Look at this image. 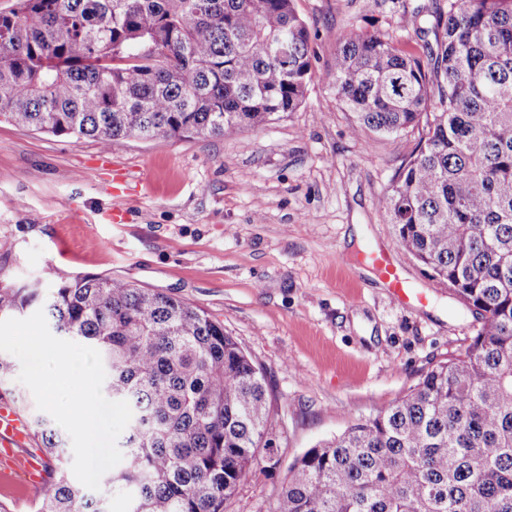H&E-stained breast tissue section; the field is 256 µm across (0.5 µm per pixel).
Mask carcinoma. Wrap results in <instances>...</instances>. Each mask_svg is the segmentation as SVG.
Returning a JSON list of instances; mask_svg holds the SVG:
<instances>
[{
  "label": "carcinoma",
  "mask_w": 512,
  "mask_h": 512,
  "mask_svg": "<svg viewBox=\"0 0 512 512\" xmlns=\"http://www.w3.org/2000/svg\"><path fill=\"white\" fill-rule=\"evenodd\" d=\"M0 12V118L92 139L233 138L294 112L312 78L294 0H20ZM437 50L355 35L334 80L353 132L423 135L379 199L403 248L482 318L465 350L377 415L293 463L273 512H512V0H448ZM43 307L97 349L132 418L127 465L86 493L69 438L29 414L46 456L35 512H224L248 472L278 463L267 381L207 313L107 276L0 287V317ZM0 352V400L22 396Z\"/></svg>",
  "instance_id": "cac0c4a2"
}]
</instances>
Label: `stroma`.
<instances>
[{"label":"stroma","mask_w":512,"mask_h":512,"mask_svg":"<svg viewBox=\"0 0 512 512\" xmlns=\"http://www.w3.org/2000/svg\"><path fill=\"white\" fill-rule=\"evenodd\" d=\"M446 5L295 0L311 34L306 99L231 139L128 138L104 154L0 121V284L129 281L205 311L264 369L279 463L254 465L224 512H271L297 457L387 408L482 325L378 207L418 131L353 135L333 84L345 37L389 34L422 55ZM371 249L388 252L415 301L363 274Z\"/></svg>","instance_id":"obj_1"}]
</instances>
